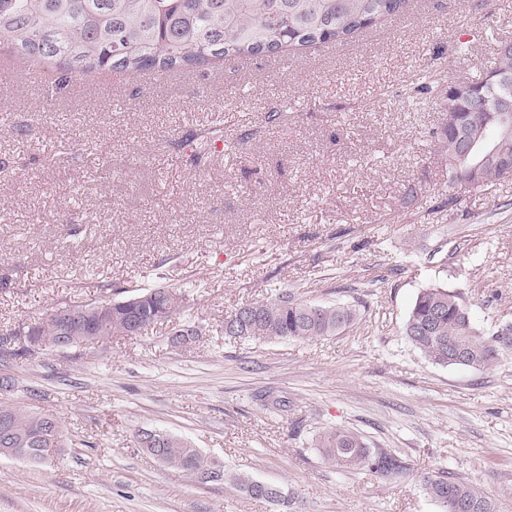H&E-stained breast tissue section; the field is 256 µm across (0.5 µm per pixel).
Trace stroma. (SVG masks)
<instances>
[{
	"label": "stroma",
	"instance_id": "obj_1",
	"mask_svg": "<svg viewBox=\"0 0 512 512\" xmlns=\"http://www.w3.org/2000/svg\"><path fill=\"white\" fill-rule=\"evenodd\" d=\"M503 40L512 0H410L330 48L157 84L106 69L61 91L53 68L0 47V161L11 166L0 178V333L61 299L160 281L181 288L201 331L183 349L160 325L0 359V376L20 385L7 402L63 427L50 462L0 456V512H438L418 477L439 471L512 512V354L481 371L443 366L403 335L431 285L458 294L484 335L512 322V180L449 192L437 137L446 103L404 90L421 64L478 78ZM274 108L286 115L276 126ZM214 121L230 152L189 164L174 140ZM280 288L362 309L338 336L225 337L237 305ZM332 427L408 470L325 464L312 437ZM146 430L277 487L281 501L165 467L136 445Z\"/></svg>",
	"mask_w": 512,
	"mask_h": 512
}]
</instances>
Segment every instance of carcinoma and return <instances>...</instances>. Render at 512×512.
I'll return each mask as SVG.
<instances>
[{
  "instance_id": "1",
  "label": "carcinoma",
  "mask_w": 512,
  "mask_h": 512,
  "mask_svg": "<svg viewBox=\"0 0 512 512\" xmlns=\"http://www.w3.org/2000/svg\"><path fill=\"white\" fill-rule=\"evenodd\" d=\"M410 0H0V47L38 66L51 64L58 84L76 76H92L102 69L127 73L166 75L180 71L206 73L215 60L275 57L288 50H306L341 43L354 34L391 20L406 11ZM512 75V52H497L485 76L466 82V98L450 95L453 83L435 70H426L420 89L436 90L448 100L452 121L441 143L448 158L467 144L475 153L463 164L475 169L448 176V188L481 189L493 181L509 179L497 163L512 156V134L499 132L495 100L500 92L493 73ZM221 136L214 130L193 132L175 145L188 148L189 160L198 165L214 156ZM181 292L156 286L140 293L141 300L112 302L101 311L100 300L81 305L83 315L69 325L66 339L73 347L111 336H139L157 323L181 320ZM349 304L313 305L284 288L275 297L240 307L224 319V335L233 338L312 340L336 336L357 320ZM31 339L52 351L61 343V322L45 311L28 323ZM407 341L438 365L459 363L486 369L504 354L494 348L498 334L484 336L475 327L459 295L440 286L421 289L403 328ZM9 431L40 456L51 459L61 448L60 420L0 404V434ZM322 458L346 470H365L386 476L408 469L395 454L368 448L354 431L331 428L316 438ZM162 463L197 473L206 483H231L250 498L276 502L256 489V480L226 471L207 460L198 449L168 435L159 448ZM422 490L440 512H454L455 504L469 503L475 512H494L492 502L466 482L444 473L419 475Z\"/></svg>"
}]
</instances>
